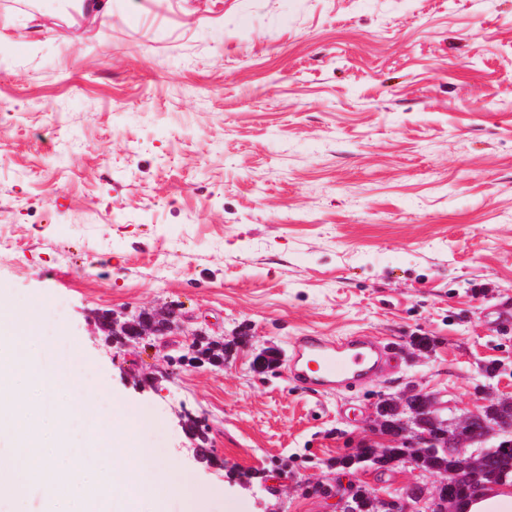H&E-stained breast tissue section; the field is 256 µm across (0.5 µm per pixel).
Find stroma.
Returning a JSON list of instances; mask_svg holds the SVG:
<instances>
[{
	"label": "stroma",
	"instance_id": "obj_1",
	"mask_svg": "<svg viewBox=\"0 0 512 512\" xmlns=\"http://www.w3.org/2000/svg\"><path fill=\"white\" fill-rule=\"evenodd\" d=\"M107 3L0 0V315L63 304L56 356L79 347L113 417L151 414L156 464L219 491L199 512L434 488L337 460L408 388L451 424L512 396V0ZM170 307L181 331L132 346L94 325ZM201 329L223 367L169 370ZM301 336L395 356L307 391Z\"/></svg>",
	"mask_w": 512,
	"mask_h": 512
}]
</instances>
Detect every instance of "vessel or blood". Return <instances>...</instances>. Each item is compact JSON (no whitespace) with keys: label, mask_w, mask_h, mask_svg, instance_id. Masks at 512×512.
<instances>
[{"label":"vessel or blood","mask_w":512,"mask_h":512,"mask_svg":"<svg viewBox=\"0 0 512 512\" xmlns=\"http://www.w3.org/2000/svg\"><path fill=\"white\" fill-rule=\"evenodd\" d=\"M392 356L390 347L366 336H301L293 345L290 374L305 389L359 386L382 372Z\"/></svg>","instance_id":"1"}]
</instances>
